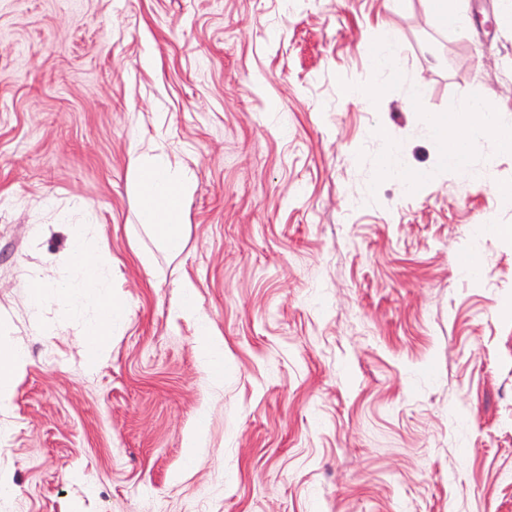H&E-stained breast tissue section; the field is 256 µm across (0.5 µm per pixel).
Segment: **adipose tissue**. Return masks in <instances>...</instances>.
<instances>
[{
  "instance_id": "1",
  "label": "adipose tissue",
  "mask_w": 512,
  "mask_h": 512,
  "mask_svg": "<svg viewBox=\"0 0 512 512\" xmlns=\"http://www.w3.org/2000/svg\"><path fill=\"white\" fill-rule=\"evenodd\" d=\"M401 54L396 31L384 30L371 49L372 68L381 79L359 90V97L371 100L385 93L387 78L400 69ZM501 110L496 98L483 96L472 100L463 110L430 114L431 135L442 146L439 167L470 172L472 155L488 138L495 140L500 152L511 154L512 126L501 122ZM162 155L161 144L148 143L131 163L132 178L140 223L151 231L163 251L176 254L184 247L182 217L193 185L189 178L164 163ZM67 254L71 269L67 278L48 281L36 272L28 273L31 308L34 315H41L43 301L52 293L73 310L79 306L82 294L96 293V316L84 326V345L95 348L97 358H104L112 337V322L123 314L124 307L112 293L107 264L91 254L83 229H73ZM27 365L28 355L20 344L0 340V413L11 408Z\"/></svg>"
}]
</instances>
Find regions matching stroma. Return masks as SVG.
<instances>
[{
  "label": "stroma",
  "mask_w": 512,
  "mask_h": 512,
  "mask_svg": "<svg viewBox=\"0 0 512 512\" xmlns=\"http://www.w3.org/2000/svg\"><path fill=\"white\" fill-rule=\"evenodd\" d=\"M458 4L462 34L428 0H0V339L29 353L0 512H512V234L481 227H512V154L438 168L425 120L491 95L512 124V5ZM387 28L402 76L347 96ZM143 139L193 182L182 252L151 265ZM389 145L432 178H378ZM64 208L124 305L96 365L95 295L47 297L40 327L28 303L27 270L62 275ZM198 346L201 352L206 355L208 364L210 365L211 372L218 376L219 379H223L224 375V350L222 346H219L213 342L210 338L211 334L208 328L201 324L197 334Z\"/></svg>",
  "instance_id": "1"
}]
</instances>
